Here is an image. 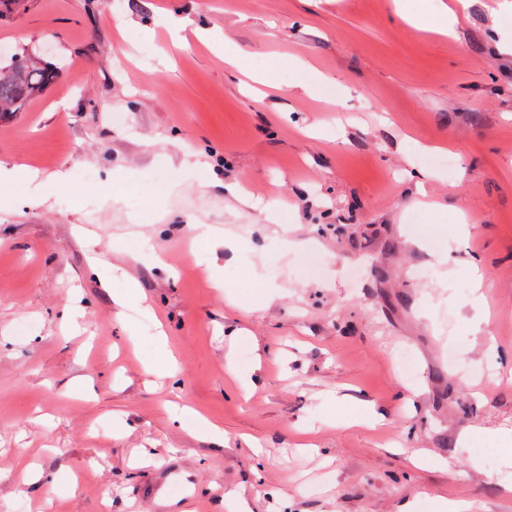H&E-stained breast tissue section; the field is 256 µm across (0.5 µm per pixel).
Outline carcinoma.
Listing matches in <instances>:
<instances>
[{
	"instance_id": "1",
	"label": "carcinoma",
	"mask_w": 512,
	"mask_h": 512,
	"mask_svg": "<svg viewBox=\"0 0 512 512\" xmlns=\"http://www.w3.org/2000/svg\"><path fill=\"white\" fill-rule=\"evenodd\" d=\"M59 68L17 49L0 56V112H19L52 84Z\"/></svg>"
}]
</instances>
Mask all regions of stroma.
I'll use <instances>...</instances> for the list:
<instances>
[{
	"label": "stroma",
	"instance_id": "obj_1",
	"mask_svg": "<svg viewBox=\"0 0 512 512\" xmlns=\"http://www.w3.org/2000/svg\"><path fill=\"white\" fill-rule=\"evenodd\" d=\"M20 44L59 75L0 114L42 196L0 185V512H512V0H23Z\"/></svg>",
	"mask_w": 512,
	"mask_h": 512
}]
</instances>
